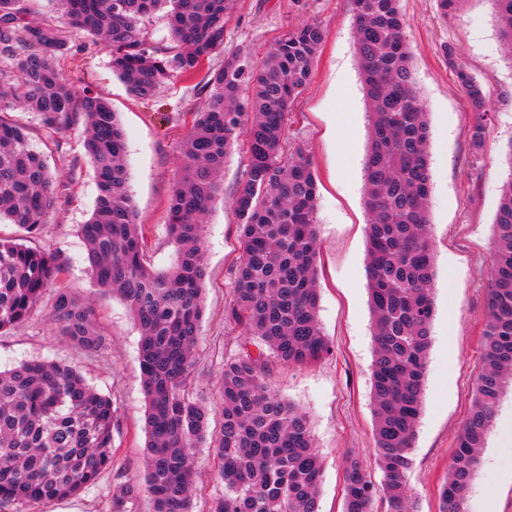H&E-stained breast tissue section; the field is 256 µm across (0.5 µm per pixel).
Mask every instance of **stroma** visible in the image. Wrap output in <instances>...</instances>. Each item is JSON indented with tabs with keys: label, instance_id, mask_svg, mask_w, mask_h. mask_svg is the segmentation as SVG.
I'll use <instances>...</instances> for the list:
<instances>
[{
	"label": "stroma",
	"instance_id": "obj_1",
	"mask_svg": "<svg viewBox=\"0 0 512 512\" xmlns=\"http://www.w3.org/2000/svg\"><path fill=\"white\" fill-rule=\"evenodd\" d=\"M399 6L431 127L428 208L436 261L432 346L409 483L413 512H441V487L479 367L492 224L500 188L512 177V54L502 49L494 0H452L444 14L438 0H400ZM308 21L320 24L324 39L308 81L291 106L286 137L288 146L306 148L316 177L318 319L332 352L313 365L288 367L273 359L269 366L275 390L311 419L323 462L320 512H342L347 454L364 463L372 481L380 479L373 461L372 316L365 242L369 215L363 195L370 121L355 52L352 0H235L224 28L223 55L192 77L164 84L149 100L128 91L102 46L90 43L78 54L59 57L57 67L77 87L107 98L117 112L147 260L165 269L176 260L167 230L169 197L190 114L206 101L199 89L209 71L240 49L249 50L255 66H262L280 36ZM461 69L482 85L486 96L485 144L480 150L471 140L475 114L457 77ZM7 117L25 129L31 148L67 186L32 244L66 259L60 287L91 308L110 346L88 353L60 336L48 320L52 296L47 293L22 327L0 335V367L29 361L77 367L111 398L119 417L112 464L94 484L66 498L24 507L23 512H110L117 479L138 482L144 475L147 434L139 332L123 302L100 293L84 260L79 227L91 216L97 188L84 156L83 125L51 138L37 113L17 109ZM246 164L244 143H235L224 163L221 193L205 217L207 277L194 394L207 403L214 428L222 421L224 360L237 354L242 342L239 329L225 322L224 309L239 255L233 200ZM195 458L200 475L194 512H209L224 486L214 476L218 463L209 448H197ZM466 512H512V387L495 410Z\"/></svg>",
	"mask_w": 512,
	"mask_h": 512
}]
</instances>
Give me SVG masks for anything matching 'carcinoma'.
Here are the masks:
<instances>
[{"label":"carcinoma","mask_w":512,"mask_h":512,"mask_svg":"<svg viewBox=\"0 0 512 512\" xmlns=\"http://www.w3.org/2000/svg\"><path fill=\"white\" fill-rule=\"evenodd\" d=\"M60 25L28 19L24 0H0V221L38 234L66 185L57 181L25 131L5 114L40 115L51 134L78 121L96 178L95 208L81 226L86 262L97 287L119 297L141 333L139 358L146 399L144 486L118 482L112 512H133L140 492L152 512H194V449L209 443L224 495L210 512H320L323 470L306 412L270 382L267 354L287 366L313 364L331 352L318 322L315 267L317 184L301 146L285 156L288 112L302 92L323 41L307 22L272 47L261 68L248 54L224 58L205 83L207 100L192 113L169 200L168 232L175 264L146 259L128 188L125 135L107 99L65 80L55 61L79 52V35L101 44L112 72L141 99L178 76L194 75L224 52V25L234 0H51ZM501 37L512 51V0H495ZM167 9L178 51L157 56L139 24ZM356 52L371 117L365 160L368 303L373 320L375 484L349 454L343 512H410L408 473L422 412L436 266L427 200L432 186L428 112L414 86L399 0H352ZM458 78L476 120L473 145L485 138V95L464 70ZM245 133L247 169L234 197L240 254L226 322L255 349L224 359L223 422L210 430L206 402L190 395L191 367L203 318L204 218L220 191L219 176L234 138ZM491 276L480 368L470 411L441 490L442 512H466L474 477L505 385L512 384V178L501 189L493 224ZM58 254L0 237V333L21 326L43 294L55 289L48 318L85 351L106 348L91 309L56 284ZM118 425L111 398L78 370L23 362L0 370V512L72 496L112 462Z\"/></svg>","instance_id":"cac0c4a2"}]
</instances>
